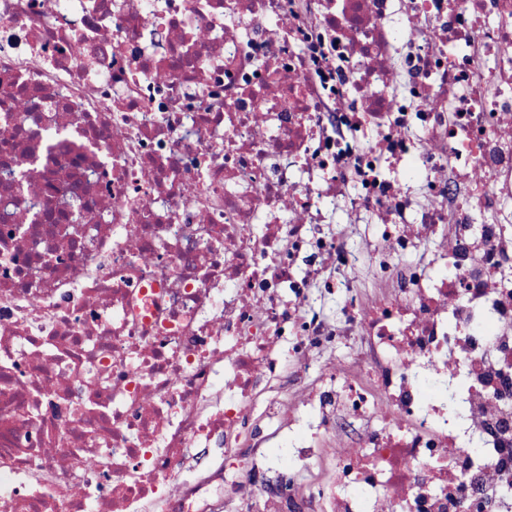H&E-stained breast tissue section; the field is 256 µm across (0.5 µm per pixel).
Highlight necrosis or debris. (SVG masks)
Here are the masks:
<instances>
[{"label": "necrosis or debris", "instance_id": "4bbe7bcc", "mask_svg": "<svg viewBox=\"0 0 512 512\" xmlns=\"http://www.w3.org/2000/svg\"><path fill=\"white\" fill-rule=\"evenodd\" d=\"M508 268L512 0H0V512H512ZM343 341L278 498L192 477ZM346 221V214L343 211H338L335 224H325L324 230L326 232L342 231L356 245H361L365 238L371 237L373 229L370 224H346ZM196 471L206 473L224 462V452L220 448H194Z\"/></svg>", "mask_w": 512, "mask_h": 512}]
</instances>
